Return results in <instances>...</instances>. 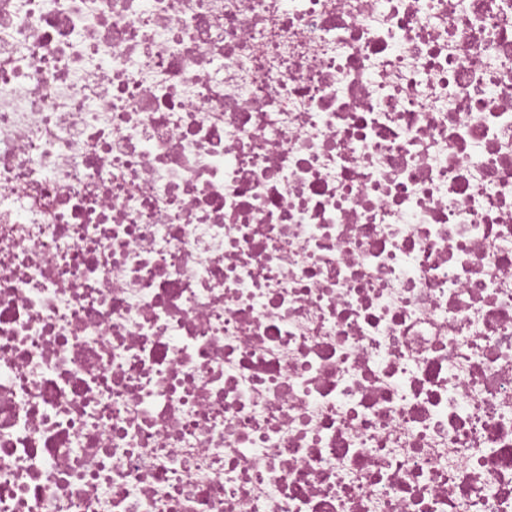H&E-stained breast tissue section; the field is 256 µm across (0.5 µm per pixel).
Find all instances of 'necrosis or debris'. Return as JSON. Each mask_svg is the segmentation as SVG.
<instances>
[{"label": "necrosis or debris", "mask_w": 512, "mask_h": 512, "mask_svg": "<svg viewBox=\"0 0 512 512\" xmlns=\"http://www.w3.org/2000/svg\"><path fill=\"white\" fill-rule=\"evenodd\" d=\"M0 512H512V0H0Z\"/></svg>", "instance_id": "1"}]
</instances>
